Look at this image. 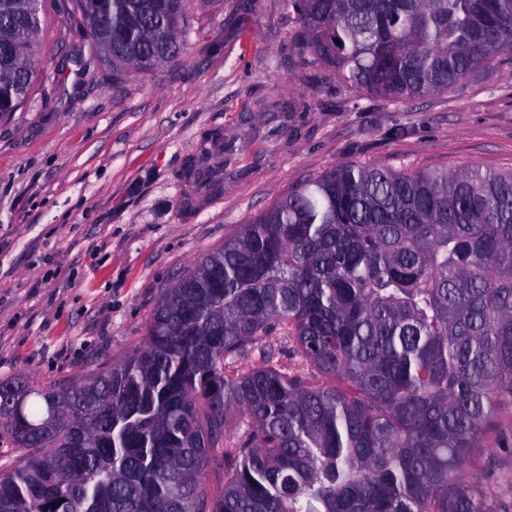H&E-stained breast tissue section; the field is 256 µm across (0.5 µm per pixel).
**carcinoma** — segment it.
Listing matches in <instances>:
<instances>
[{
	"label": "carcinoma",
	"mask_w": 512,
	"mask_h": 512,
	"mask_svg": "<svg viewBox=\"0 0 512 512\" xmlns=\"http://www.w3.org/2000/svg\"><path fill=\"white\" fill-rule=\"evenodd\" d=\"M191 0H60L112 72L175 58ZM281 37L392 102L512 76V0H284ZM42 0H0V116L35 77ZM282 325L331 387L232 359ZM512 398V170L357 165L193 264L142 349L67 386L0 381L28 452L0 512H494L463 466ZM232 447H214L228 434Z\"/></svg>",
	"instance_id": "1"
}]
</instances>
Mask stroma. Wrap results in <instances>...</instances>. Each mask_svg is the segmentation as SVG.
<instances>
[{"label": "stroma", "mask_w": 512, "mask_h": 512, "mask_svg": "<svg viewBox=\"0 0 512 512\" xmlns=\"http://www.w3.org/2000/svg\"><path fill=\"white\" fill-rule=\"evenodd\" d=\"M238 2L193 0L182 58L116 76L77 63L88 30L43 0L35 80L0 119V380L71 383L122 362L187 269L309 179L351 164L512 169V84L478 72L393 104L289 50L283 0H256L241 32L227 23ZM294 97L310 111L268 136L267 105ZM214 132L242 150L218 198L197 207L187 168ZM229 366L327 382L280 330ZM478 475L512 512V401L464 468Z\"/></svg>", "instance_id": "obj_1"}]
</instances>
